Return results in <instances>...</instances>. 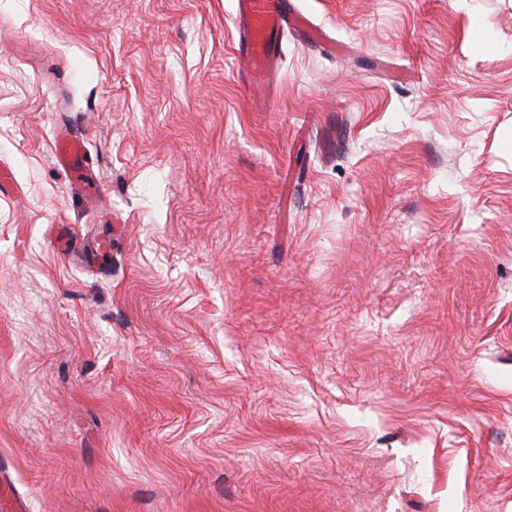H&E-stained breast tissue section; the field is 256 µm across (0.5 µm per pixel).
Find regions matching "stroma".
Here are the masks:
<instances>
[{
	"label": "stroma",
	"instance_id": "1",
	"mask_svg": "<svg viewBox=\"0 0 512 512\" xmlns=\"http://www.w3.org/2000/svg\"><path fill=\"white\" fill-rule=\"evenodd\" d=\"M291 3L260 104L233 0H0L27 512H512V0ZM52 151L56 162L71 177L78 178L88 164L85 150V135L81 132L62 129L54 137Z\"/></svg>",
	"mask_w": 512,
	"mask_h": 512
}]
</instances>
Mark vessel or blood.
<instances>
[{
	"instance_id": "vessel-or-blood-1",
	"label": "vessel or blood",
	"mask_w": 512,
	"mask_h": 512,
	"mask_svg": "<svg viewBox=\"0 0 512 512\" xmlns=\"http://www.w3.org/2000/svg\"><path fill=\"white\" fill-rule=\"evenodd\" d=\"M234 22L239 42L246 47L244 65L253 90H260L278 66L279 37L294 29L299 35L315 40L321 33L307 18L292 14L289 0H234ZM52 151L57 163L71 177H80L87 164L83 133L60 130Z\"/></svg>"
}]
</instances>
